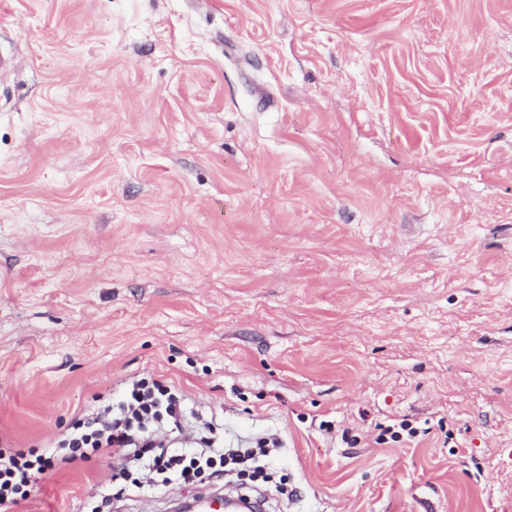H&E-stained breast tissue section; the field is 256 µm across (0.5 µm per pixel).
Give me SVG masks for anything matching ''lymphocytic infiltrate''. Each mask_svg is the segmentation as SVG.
Listing matches in <instances>:
<instances>
[{
	"mask_svg": "<svg viewBox=\"0 0 512 512\" xmlns=\"http://www.w3.org/2000/svg\"><path fill=\"white\" fill-rule=\"evenodd\" d=\"M177 438L191 444L193 453L173 449ZM279 447L274 433L256 438L250 448L223 447L213 421L187 412L171 382L146 373L129 380L118 404H102L83 414L54 449L0 448V512L28 499L45 475L113 451L131 462L135 476L129 489L141 492L173 478L187 484L219 483L229 472L265 480Z\"/></svg>",
	"mask_w": 512,
	"mask_h": 512,
	"instance_id": "obj_1",
	"label": "lymphocytic infiltrate"
}]
</instances>
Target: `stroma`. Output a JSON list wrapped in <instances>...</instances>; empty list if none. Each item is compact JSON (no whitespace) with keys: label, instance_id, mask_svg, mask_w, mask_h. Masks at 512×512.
I'll return each instance as SVG.
<instances>
[{"label":"stroma","instance_id":"35a3bbf8","mask_svg":"<svg viewBox=\"0 0 512 512\" xmlns=\"http://www.w3.org/2000/svg\"><path fill=\"white\" fill-rule=\"evenodd\" d=\"M0 52V443L150 371L280 435L265 512H512V0H0Z\"/></svg>","mask_w":512,"mask_h":512}]
</instances>
